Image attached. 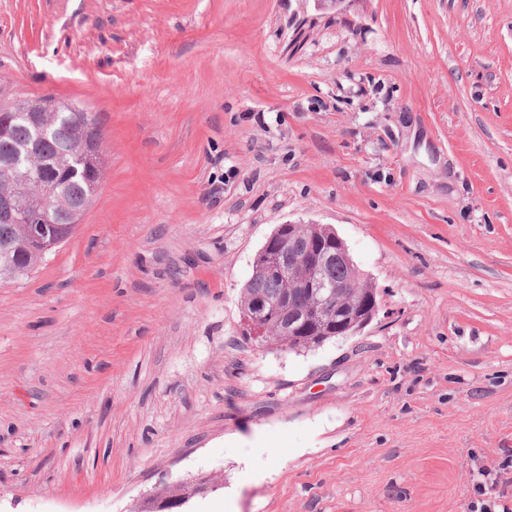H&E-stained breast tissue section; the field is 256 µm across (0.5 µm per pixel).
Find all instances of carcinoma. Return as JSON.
<instances>
[{"label": "carcinoma", "instance_id": "cac0c4a2", "mask_svg": "<svg viewBox=\"0 0 512 512\" xmlns=\"http://www.w3.org/2000/svg\"><path fill=\"white\" fill-rule=\"evenodd\" d=\"M57 105L47 136L40 143L42 169L46 180L57 176V160L61 156H70V151L82 143H100L103 141L102 129L96 118L89 112H71L68 103L50 97ZM36 137L35 129L27 113L15 112L12 115L8 133L0 136V159L11 156L15 150ZM76 173L64 182L62 189L67 207L54 214L52 232L68 240L76 229L82 213L79 212L90 199L97 194L98 182L83 175V164L73 162ZM43 257L28 253L19 248L11 253L14 272H5L0 281H10L28 276ZM268 251L258 252L252 265V274L243 287L241 311L243 317H249L253 305L260 300L274 301L284 299L285 308L270 313L261 321L267 324L265 333L255 337L262 346H276L289 352L310 350L336 338V319L324 316L319 321H300L293 331H288V321L308 311L315 303L314 293L309 288L295 285L286 275L271 272ZM328 281L339 286L335 295V305L351 312L364 302L378 299L377 288L357 265L341 257H336L325 268Z\"/></svg>", "mask_w": 512, "mask_h": 512}]
</instances>
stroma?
Masks as SVG:
<instances>
[{"instance_id": "1", "label": "stroma", "mask_w": 512, "mask_h": 512, "mask_svg": "<svg viewBox=\"0 0 512 512\" xmlns=\"http://www.w3.org/2000/svg\"><path fill=\"white\" fill-rule=\"evenodd\" d=\"M46 95L105 177L0 283V512L512 508V0H0V106ZM287 223L375 283L361 331L242 337ZM188 501V497L184 499H176L168 495L167 489L164 491H155L140 501L135 506L146 507L152 512H172L173 508H180ZM152 505V506H148Z\"/></svg>"}]
</instances>
